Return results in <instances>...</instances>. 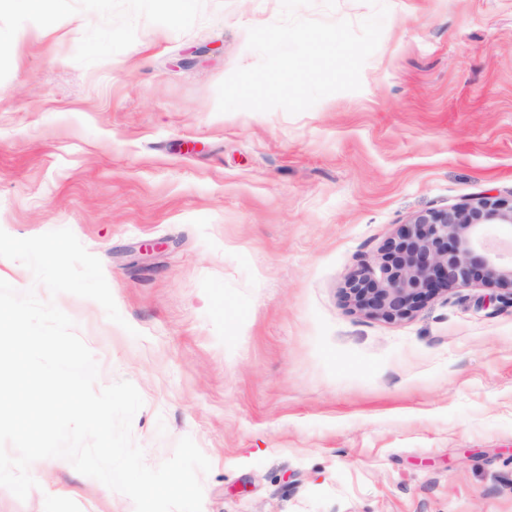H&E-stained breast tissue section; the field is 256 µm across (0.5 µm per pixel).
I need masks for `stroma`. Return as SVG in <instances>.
<instances>
[{
    "label": "stroma",
    "mask_w": 512,
    "mask_h": 512,
    "mask_svg": "<svg viewBox=\"0 0 512 512\" xmlns=\"http://www.w3.org/2000/svg\"><path fill=\"white\" fill-rule=\"evenodd\" d=\"M386 3L361 90L297 115L217 111L281 0H64L0 47V229H71L125 323L19 262L0 280L74 320L98 387L138 389L148 466L194 440L202 512H512V305L470 285L387 320L343 296L414 215L512 195V0ZM30 473L0 512H135L73 465Z\"/></svg>",
    "instance_id": "obj_1"
}]
</instances>
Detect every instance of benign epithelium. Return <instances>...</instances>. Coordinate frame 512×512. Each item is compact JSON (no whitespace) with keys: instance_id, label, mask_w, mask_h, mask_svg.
<instances>
[{"instance_id":"obj_1","label":"benign epithelium","mask_w":512,"mask_h":512,"mask_svg":"<svg viewBox=\"0 0 512 512\" xmlns=\"http://www.w3.org/2000/svg\"><path fill=\"white\" fill-rule=\"evenodd\" d=\"M503 229L512 230V198L484 194L420 213L382 248L383 276L362 265L348 277L345 298L386 319L408 317L428 299L473 283L498 288L512 302V256L490 243Z\"/></svg>"}]
</instances>
